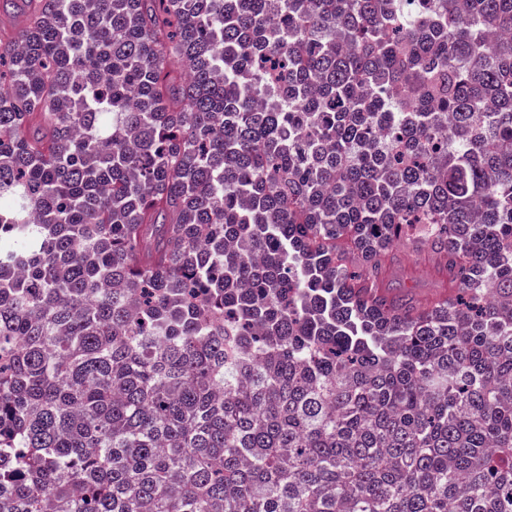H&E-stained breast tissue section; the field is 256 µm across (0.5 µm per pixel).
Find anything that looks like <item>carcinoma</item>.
Instances as JSON below:
<instances>
[{"label":"carcinoma","mask_w":512,"mask_h":512,"mask_svg":"<svg viewBox=\"0 0 512 512\" xmlns=\"http://www.w3.org/2000/svg\"><path fill=\"white\" fill-rule=\"evenodd\" d=\"M16 2L0 512H512V0ZM394 255L387 281L392 293L411 288L420 295H428L438 289V275L426 259L403 247Z\"/></svg>","instance_id":"cac0c4a2"}]
</instances>
